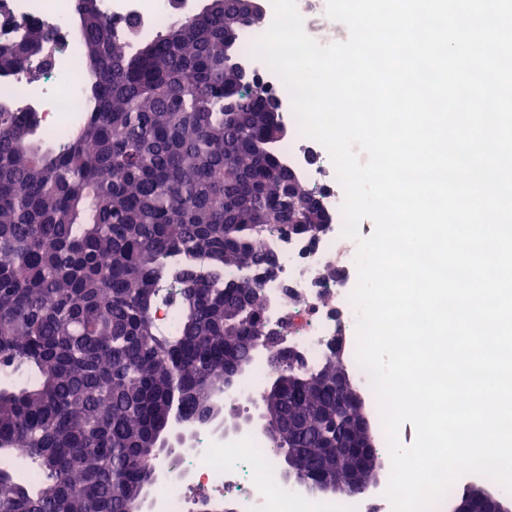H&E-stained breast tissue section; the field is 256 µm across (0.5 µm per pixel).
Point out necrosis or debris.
<instances>
[{
    "label": "necrosis or debris",
    "instance_id": "obj_1",
    "mask_svg": "<svg viewBox=\"0 0 512 512\" xmlns=\"http://www.w3.org/2000/svg\"><path fill=\"white\" fill-rule=\"evenodd\" d=\"M99 9L118 25L134 23L140 36L153 34L174 15L192 13L197 0H97ZM0 17L38 21L54 35L46 45L50 68L38 80L20 72L0 74V106L33 108L44 131L61 138L80 119L78 101L85 77L78 61L72 0H0ZM258 30L241 36L243 66L276 97L289 137L282 157L298 181L312 188L322 207L341 215L344 190L327 149L302 134L291 95L283 80L253 52ZM278 258V272L259 284L264 318L282 329L286 345L306 362L322 361L329 343L355 335L358 314L350 301L356 286L348 272L355 266L356 240L331 223L315 248L306 250L297 235L270 241ZM253 438L227 440L211 429L198 431L194 451L181 457L153 496L158 512H194L199 497L232 496L235 512H393L389 499L353 496L331 504L308 497L283 482L277 468Z\"/></svg>",
    "mask_w": 512,
    "mask_h": 512
}]
</instances>
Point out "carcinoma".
<instances>
[{
    "label": "carcinoma",
    "mask_w": 512,
    "mask_h": 512,
    "mask_svg": "<svg viewBox=\"0 0 512 512\" xmlns=\"http://www.w3.org/2000/svg\"><path fill=\"white\" fill-rule=\"evenodd\" d=\"M90 81L63 142L38 113L0 107V457L22 446L37 474L0 466V512H132L155 483L172 418L222 417V395L268 329L251 276L267 240L311 239L323 209L282 158L274 95L243 85L235 0H208L150 40H130L77 0ZM53 32L0 36V72L27 71ZM308 205L288 218V187ZM178 312L176 330L155 318ZM287 365L269 386L267 451L318 454L336 408V354Z\"/></svg>",
    "instance_id": "cac0c4a2"
}]
</instances>
